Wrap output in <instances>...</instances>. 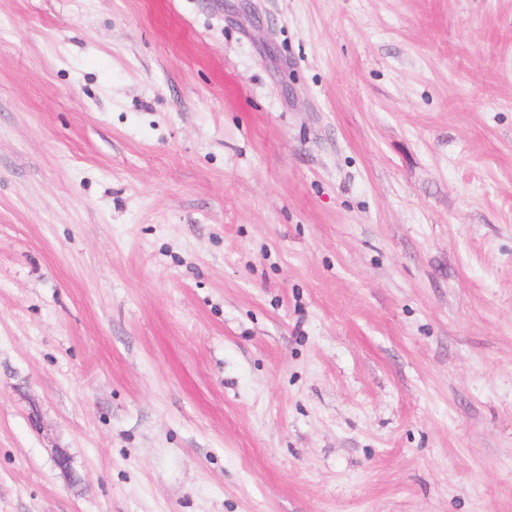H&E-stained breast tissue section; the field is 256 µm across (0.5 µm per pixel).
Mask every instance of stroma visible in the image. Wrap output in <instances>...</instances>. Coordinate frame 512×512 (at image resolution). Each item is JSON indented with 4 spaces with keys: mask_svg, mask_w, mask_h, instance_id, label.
<instances>
[{
    "mask_svg": "<svg viewBox=\"0 0 512 512\" xmlns=\"http://www.w3.org/2000/svg\"><path fill=\"white\" fill-rule=\"evenodd\" d=\"M0 512H512V0H0Z\"/></svg>",
    "mask_w": 512,
    "mask_h": 512,
    "instance_id": "1",
    "label": "stroma"
}]
</instances>
